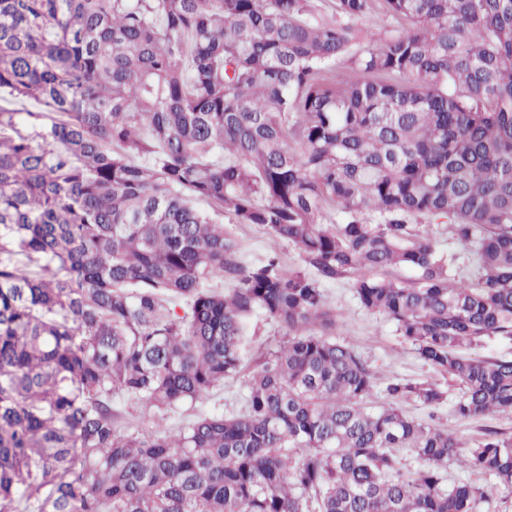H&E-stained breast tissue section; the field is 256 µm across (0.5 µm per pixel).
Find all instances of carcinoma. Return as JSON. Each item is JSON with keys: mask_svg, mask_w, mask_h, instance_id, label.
<instances>
[{"mask_svg": "<svg viewBox=\"0 0 512 512\" xmlns=\"http://www.w3.org/2000/svg\"><path fill=\"white\" fill-rule=\"evenodd\" d=\"M377 11L407 26L348 24ZM0 98L40 106L0 105V512H475L484 491L448 486L450 463L512 489V436L469 447L367 407L375 372L328 333L321 288L352 275L459 385V417L512 411V358L462 353L512 336V0H334L328 18L311 0H0ZM221 213L315 275L242 267ZM419 216L446 220L476 280ZM390 267L417 278L372 275ZM258 312L285 336L244 408L168 428L242 373ZM115 394L155 429L125 432ZM411 224L416 229L428 231L437 241L439 247L448 253V256L454 257V270L457 277L466 281L477 279L479 274L478 262L475 254L463 249L453 238L448 224H435L425 217L411 219Z\"/></svg>", "mask_w": 512, "mask_h": 512, "instance_id": "carcinoma-1", "label": "carcinoma"}]
</instances>
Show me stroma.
<instances>
[{
	"label": "stroma",
	"instance_id": "35a3bbf8",
	"mask_svg": "<svg viewBox=\"0 0 512 512\" xmlns=\"http://www.w3.org/2000/svg\"><path fill=\"white\" fill-rule=\"evenodd\" d=\"M418 230L429 232L439 247L454 258V269L459 279L472 281L479 274L475 254L463 249L453 238L448 225L435 224L420 217ZM237 244L238 260L250 267L271 257H278L282 270L302 268V253L298 247L273 236L265 227L256 224H231L227 227ZM351 276L345 275L322 285L325 299L336 314L332 330L337 340L354 349L373 368L377 376L374 403L388 405L385 387L390 381L435 382L447 388L448 397L435 407H427L415 401L402 402V410L409 416L447 429L467 444L480 441L488 431H500L512 435V414H495L476 419H462L454 412L457 386L449 377L435 372L417 354L413 345L400 336L395 323L381 313L363 309L351 287ZM284 331L278 323L258 314L250 320L244 336V370L252 372L265 352L281 339ZM246 389L241 379L225 381L224 385L194 410L171 414L169 428H178L194 414L215 412L232 413L243 409ZM449 484L471 483L482 488L486 496L476 512H512V491L496 486L493 478L472 472L458 465L448 468Z\"/></svg>",
	"mask_w": 512,
	"mask_h": 512
}]
</instances>
